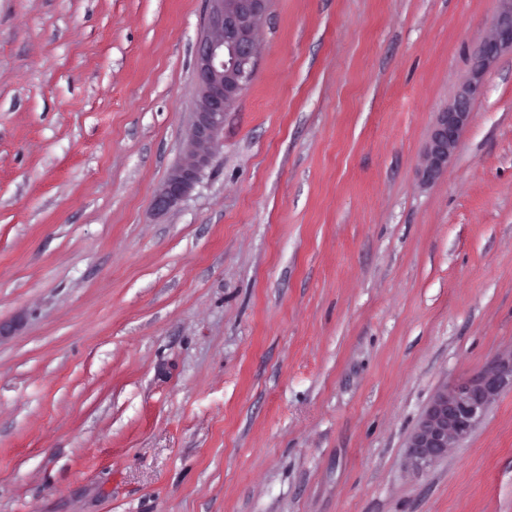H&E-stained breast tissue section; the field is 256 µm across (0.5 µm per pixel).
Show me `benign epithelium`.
Here are the masks:
<instances>
[{
  "instance_id": "1",
  "label": "benign epithelium",
  "mask_w": 512,
  "mask_h": 512,
  "mask_svg": "<svg viewBox=\"0 0 512 512\" xmlns=\"http://www.w3.org/2000/svg\"><path fill=\"white\" fill-rule=\"evenodd\" d=\"M502 2L489 35L473 55L469 78L448 108L436 116L421 167L426 182L447 168L469 124L472 102L484 94L486 73L503 52L512 50V0ZM206 3V34L199 39L195 54L197 98L185 144L187 159L157 189L153 207L158 212L182 201L209 166L221 143L224 114L234 107L256 66L259 19L266 0ZM508 387L512 388V354H502L474 375L438 391L407 442L406 458L412 469L425 470L468 437L491 401Z\"/></svg>"
}]
</instances>
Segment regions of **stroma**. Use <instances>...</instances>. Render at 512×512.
Listing matches in <instances>:
<instances>
[{
    "label": "stroma",
    "instance_id": "obj_1",
    "mask_svg": "<svg viewBox=\"0 0 512 512\" xmlns=\"http://www.w3.org/2000/svg\"><path fill=\"white\" fill-rule=\"evenodd\" d=\"M499 0H268L184 158L203 0H0V512H512V389L422 474L437 390L512 352V52L434 182Z\"/></svg>",
    "mask_w": 512,
    "mask_h": 512
}]
</instances>
